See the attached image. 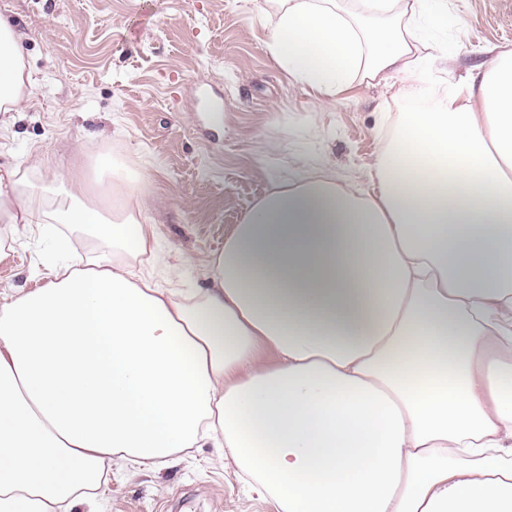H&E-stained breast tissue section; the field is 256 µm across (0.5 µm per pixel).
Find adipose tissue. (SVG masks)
I'll return each instance as SVG.
<instances>
[{
    "label": "adipose tissue",
    "mask_w": 512,
    "mask_h": 512,
    "mask_svg": "<svg viewBox=\"0 0 512 512\" xmlns=\"http://www.w3.org/2000/svg\"><path fill=\"white\" fill-rule=\"evenodd\" d=\"M266 48L335 102L410 101L360 190L317 172L264 195L176 292L58 238L0 299V512L92 508L107 464L223 451L277 512H512V52L452 86L448 0H267ZM0 17V112L28 95ZM105 206L0 170V223L75 224L166 266L136 195Z\"/></svg>",
    "instance_id": "adipose-tissue-1"
}]
</instances>
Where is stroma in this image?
I'll return each instance as SVG.
<instances>
[{
    "instance_id": "35a3bbf8",
    "label": "stroma",
    "mask_w": 512,
    "mask_h": 512,
    "mask_svg": "<svg viewBox=\"0 0 512 512\" xmlns=\"http://www.w3.org/2000/svg\"><path fill=\"white\" fill-rule=\"evenodd\" d=\"M264 0H0L32 87L0 112V166L68 178L106 153L140 172L167 288L207 287L211 258L276 179L326 171L365 184L406 104L353 82L334 104L294 84L266 50ZM448 78L512 50V0H448ZM82 256L104 245L71 224H0V294L45 283L56 235ZM102 512H275L215 449L162 468L113 461Z\"/></svg>"
}]
</instances>
